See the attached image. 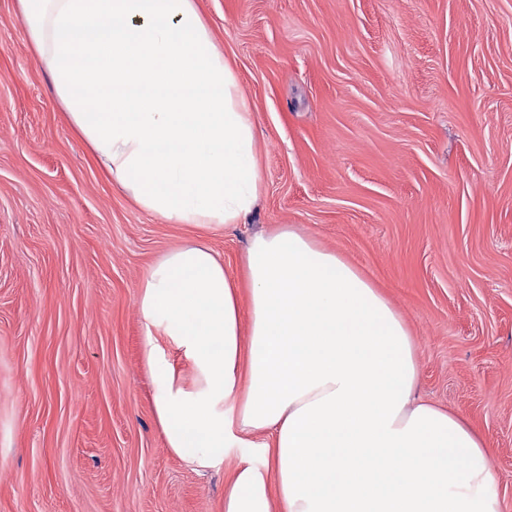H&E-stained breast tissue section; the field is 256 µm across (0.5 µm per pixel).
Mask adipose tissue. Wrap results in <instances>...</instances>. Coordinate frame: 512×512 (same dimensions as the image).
<instances>
[{"instance_id": "ef3b65f1", "label": "adipose tissue", "mask_w": 512, "mask_h": 512, "mask_svg": "<svg viewBox=\"0 0 512 512\" xmlns=\"http://www.w3.org/2000/svg\"><path fill=\"white\" fill-rule=\"evenodd\" d=\"M17 2L74 130L142 211L246 223L265 189L254 114L197 0ZM139 307L169 451L216 468L267 436L265 468L240 459L224 512H500L483 438L416 397L402 316L302 230L255 235L238 276L186 242L150 267Z\"/></svg>"}]
</instances>
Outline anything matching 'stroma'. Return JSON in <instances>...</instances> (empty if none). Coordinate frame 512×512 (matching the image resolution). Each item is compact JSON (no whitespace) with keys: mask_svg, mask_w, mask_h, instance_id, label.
I'll use <instances>...</instances> for the list:
<instances>
[{"mask_svg":"<svg viewBox=\"0 0 512 512\" xmlns=\"http://www.w3.org/2000/svg\"><path fill=\"white\" fill-rule=\"evenodd\" d=\"M256 118L247 223L138 208L75 133L0 0V512H224L242 455L172 454L140 283L207 242L295 226L354 264L417 345V392L485 439L512 512V0H198Z\"/></svg>","mask_w":512,"mask_h":512,"instance_id":"35a3bbf8","label":"stroma"}]
</instances>
